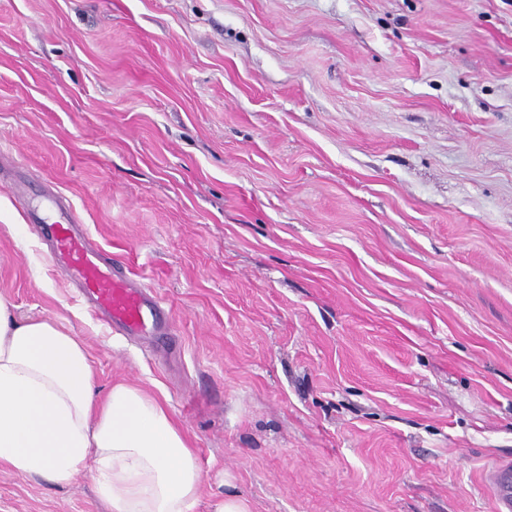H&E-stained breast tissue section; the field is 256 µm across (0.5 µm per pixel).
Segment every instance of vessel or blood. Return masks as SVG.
I'll list each match as a JSON object with an SVG mask.
<instances>
[{"label": "vessel or blood", "mask_w": 512, "mask_h": 512, "mask_svg": "<svg viewBox=\"0 0 512 512\" xmlns=\"http://www.w3.org/2000/svg\"><path fill=\"white\" fill-rule=\"evenodd\" d=\"M4 179L25 207L29 223L51 242L53 262L65 268L107 328L129 336L169 337L170 318L161 301L133 279L125 263L93 244L70 202L48 195L32 203L28 176L8 173ZM492 484L495 512H512V468H497Z\"/></svg>", "instance_id": "vessel-or-blood-1"}]
</instances>
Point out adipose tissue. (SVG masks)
Here are the masks:
<instances>
[{
    "label": "adipose tissue",
    "mask_w": 512,
    "mask_h": 512,
    "mask_svg": "<svg viewBox=\"0 0 512 512\" xmlns=\"http://www.w3.org/2000/svg\"><path fill=\"white\" fill-rule=\"evenodd\" d=\"M66 483L91 474L110 512H191L195 457L139 385L105 396L82 339L51 317L21 319L0 293V468Z\"/></svg>",
    "instance_id": "obj_1"
}]
</instances>
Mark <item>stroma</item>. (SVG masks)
<instances>
[{
	"label": "stroma",
	"mask_w": 512,
	"mask_h": 512,
	"mask_svg": "<svg viewBox=\"0 0 512 512\" xmlns=\"http://www.w3.org/2000/svg\"><path fill=\"white\" fill-rule=\"evenodd\" d=\"M0 167L171 313L108 333L0 185V293L140 384L246 512H494L512 0H0ZM0 512H110L0 469Z\"/></svg>",
	"instance_id": "1"
}]
</instances>
